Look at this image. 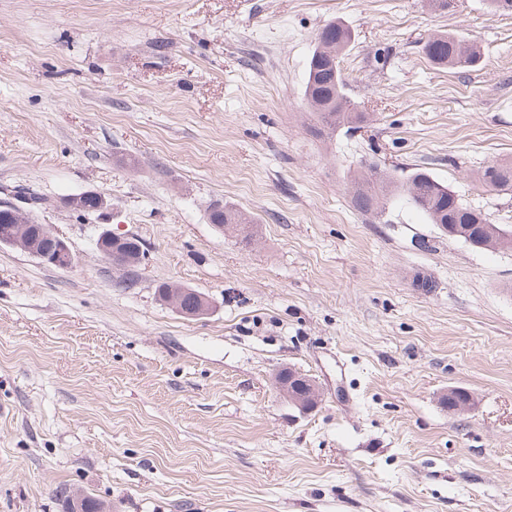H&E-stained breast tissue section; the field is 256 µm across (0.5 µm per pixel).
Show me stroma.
<instances>
[{
    "mask_svg": "<svg viewBox=\"0 0 512 512\" xmlns=\"http://www.w3.org/2000/svg\"><path fill=\"white\" fill-rule=\"evenodd\" d=\"M334 20L368 121L316 138L303 84ZM444 33L478 65L431 62ZM510 162L512 15L484 0H0V190L46 198L35 220L74 255L0 247V512H63L65 491L112 512H512V249L349 192L363 167L419 168L512 231V190L480 179ZM83 191L106 210L59 205ZM107 230L142 244L131 284ZM164 283L210 313L183 318ZM283 367L316 408L280 396ZM208 220L210 224L224 226V234H234L233 236L239 239V244L248 246L252 242V236L245 234V229L253 224V220L245 212L238 208L224 203L214 204L210 207ZM128 237L112 234L111 232H106L100 235L97 240V248L98 250L109 260L112 264L117 267L119 270L127 271L128 270V261L122 259L117 256L116 253L112 256V250L117 249L123 244ZM160 288L159 299L182 317L199 319L209 314L210 300L195 289L169 284L160 285L158 291ZM279 393L302 410H310L320 400V390L316 382L291 368H282L275 375Z\"/></svg>",
    "mask_w": 512,
    "mask_h": 512,
    "instance_id": "obj_1",
    "label": "stroma"
}]
</instances>
